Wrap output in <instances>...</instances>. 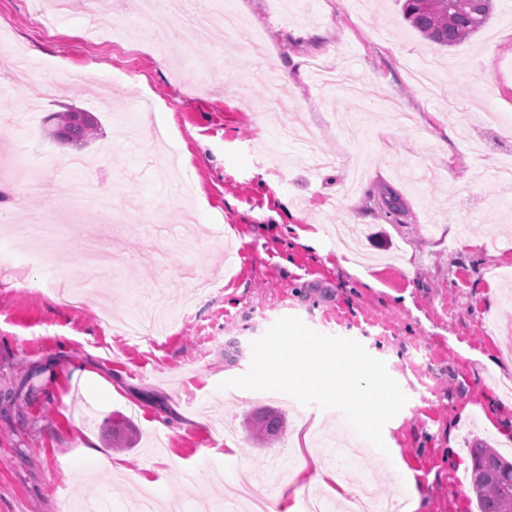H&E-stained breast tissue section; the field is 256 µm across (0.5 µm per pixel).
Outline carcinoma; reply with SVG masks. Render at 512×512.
Here are the masks:
<instances>
[{"label":"carcinoma","mask_w":512,"mask_h":512,"mask_svg":"<svg viewBox=\"0 0 512 512\" xmlns=\"http://www.w3.org/2000/svg\"><path fill=\"white\" fill-rule=\"evenodd\" d=\"M493 0H401L404 20L422 36L440 45H458L479 32L490 19ZM48 137L81 146L94 138L96 127L90 115L57 112L46 120ZM284 428L282 413L264 410L255 414L251 433L264 444L274 440ZM471 482L478 512H512V462L494 448L470 449Z\"/></svg>","instance_id":"cac0c4a2"}]
</instances>
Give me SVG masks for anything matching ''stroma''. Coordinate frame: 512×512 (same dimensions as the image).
I'll use <instances>...</instances> for the list:
<instances>
[{
	"instance_id": "35a3bbf8",
	"label": "stroma",
	"mask_w": 512,
	"mask_h": 512,
	"mask_svg": "<svg viewBox=\"0 0 512 512\" xmlns=\"http://www.w3.org/2000/svg\"><path fill=\"white\" fill-rule=\"evenodd\" d=\"M88 0H70L50 31L31 0H0L12 61L55 85L30 108L0 72V186L13 187L16 222L51 218L63 194L113 195L124 221L104 225L122 248L106 287L81 308L40 289L32 261L0 266V388L33 374L21 409L0 401V512H58L66 499L108 491L112 512L146 493L154 505L235 495L239 469L267 483L292 461L274 501L311 485L323 435L348 432L343 414L276 392L226 387L245 374L252 341L279 318L359 341L384 360L408 401L383 429L386 452L368 448L380 476L373 493H399L406 471L424 487L419 512H477L470 448L512 457V309L501 287L512 273V188L492 168L512 160V139L486 125L476 98L512 115V16L495 9L468 41L443 47L403 19L397 0H307L284 17L278 0H236L265 34L274 65L242 62L221 25L176 20L148 4L97 0L115 21L87 35ZM156 30L205 48L207 75ZM487 56V74L461 69ZM96 71L106 87H78ZM295 75L294 85L281 81ZM69 109L99 124L85 147L54 141L45 119ZM89 158L88 172L64 159ZM40 171L37 189L15 185L17 160ZM399 195L401 215L381 201ZM80 219L55 222L43 247L59 283L91 263ZM481 240L467 248L463 239ZM172 319L158 337H113L158 280ZM211 280L194 290L197 278ZM92 370L115 387L109 401L74 378ZM263 407L286 414L285 431L259 448L247 421ZM95 455H88V448ZM107 457L114 471L101 470Z\"/></svg>"
}]
</instances>
